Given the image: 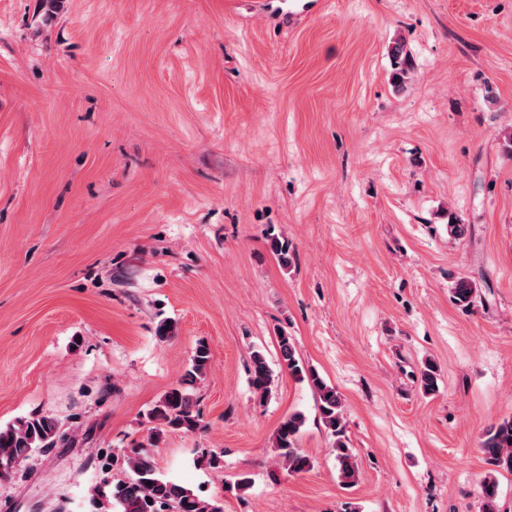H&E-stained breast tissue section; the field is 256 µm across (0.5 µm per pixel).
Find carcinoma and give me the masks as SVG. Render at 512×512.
I'll use <instances>...</instances> for the list:
<instances>
[{
    "mask_svg": "<svg viewBox=\"0 0 512 512\" xmlns=\"http://www.w3.org/2000/svg\"><path fill=\"white\" fill-rule=\"evenodd\" d=\"M391 57L400 66L396 79L401 85L408 68V53L404 44L395 43L391 48ZM450 292L453 300L464 308L473 305L478 296L476 282L468 277L453 280ZM278 345L280 367L296 380L311 384L317 392L322 422L333 438L331 452L336 459L340 482L347 487L356 485L360 471L347 435L341 394L334 386L327 384L315 368L302 362L288 331L279 333ZM210 368V349L200 342L195 348L190 368L181 381L149 409L147 418L152 424L149 447L133 448L125 455L124 463L129 475L113 482L106 495L117 512H223L219 501L201 497L161 477L153 455V449L159 447L166 432L176 429L193 432L204 428L193 387ZM417 381L424 393H434L438 388L436 367L426 364ZM250 383L261 402L271 395L275 385L274 371L259 349L252 350L250 354ZM305 423L303 413L296 411L288 414L281 421L272 441L276 460L290 474L307 472L313 467L310 457L298 448ZM60 429V422L56 418L38 413L0 428V478L11 477L17 466L30 459L36 450L55 447L61 437ZM480 447L489 464L512 473V416L492 425L486 431ZM481 497L482 512H499L498 481L494 475L490 474L482 480Z\"/></svg>",
    "mask_w": 512,
    "mask_h": 512,
    "instance_id": "carcinoma-1",
    "label": "carcinoma"
}]
</instances>
